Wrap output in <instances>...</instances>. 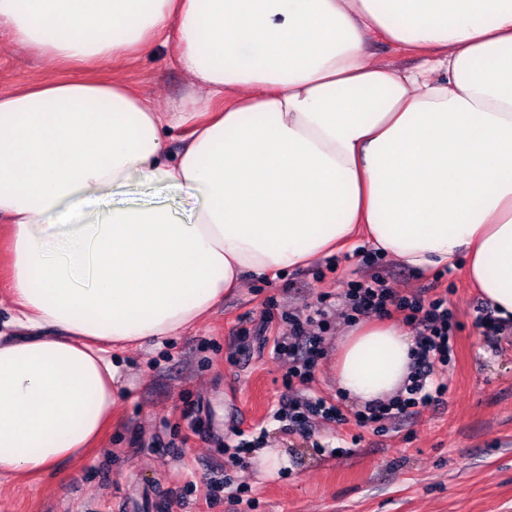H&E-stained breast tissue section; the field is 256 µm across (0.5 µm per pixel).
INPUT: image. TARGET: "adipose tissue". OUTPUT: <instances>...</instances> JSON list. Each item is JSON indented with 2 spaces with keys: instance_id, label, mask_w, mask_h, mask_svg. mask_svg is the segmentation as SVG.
Here are the masks:
<instances>
[{
  "instance_id": "obj_1",
  "label": "adipose tissue",
  "mask_w": 512,
  "mask_h": 512,
  "mask_svg": "<svg viewBox=\"0 0 512 512\" xmlns=\"http://www.w3.org/2000/svg\"><path fill=\"white\" fill-rule=\"evenodd\" d=\"M0 28L78 68L174 42L224 106L170 155L127 85L48 79L0 93V221L14 324L0 339V478L84 457L112 418L111 353L176 336L249 275L358 236L419 272L468 259L512 321V0H0ZM422 52L399 70L370 36ZM195 203L114 205L132 178ZM415 342L354 324L336 380L368 408L401 391Z\"/></svg>"
}]
</instances>
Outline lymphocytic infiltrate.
I'll list each match as a JSON object with an SVG mask.
<instances>
[{
  "instance_id": "obj_1",
  "label": "lymphocytic infiltrate",
  "mask_w": 512,
  "mask_h": 512,
  "mask_svg": "<svg viewBox=\"0 0 512 512\" xmlns=\"http://www.w3.org/2000/svg\"><path fill=\"white\" fill-rule=\"evenodd\" d=\"M350 319L369 314L402 313L403 320L413 328L417 351L407 384L398 395L367 410L357 412L360 426L385 419H402L415 415L420 408L441 404L448 390L444 377L452 359L460 323L449 312L447 297L421 291L411 296L397 295L387 280L372 275L351 281L344 294ZM329 299L321 297L315 309L291 319V332L273 339L275 354L286 359V388L307 384L318 361L325 352L323 332L329 314ZM285 431L308 433L314 421H340L342 409L332 399L320 396H284L275 411Z\"/></svg>"
}]
</instances>
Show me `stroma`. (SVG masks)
Returning <instances> with one entry per match:
<instances>
[{
	"label": "stroma",
	"instance_id": "35a3bbf8",
	"mask_svg": "<svg viewBox=\"0 0 512 512\" xmlns=\"http://www.w3.org/2000/svg\"><path fill=\"white\" fill-rule=\"evenodd\" d=\"M175 55L173 44L158 43L95 74L166 113L189 84ZM71 75L0 35V93ZM112 201L165 205L183 221L194 210L178 192L136 177ZM372 274L400 295L447 290L462 324L443 404L385 422L380 433L356 423V405L336 388V348L351 327L343 295L350 280ZM325 294L332 307L311 388L335 399L345 418L315 422L306 438L273 417L288 364L269 339L288 335L289 315ZM483 304L465 260L441 275L417 273L361 241L274 279L248 276L191 329L116 352L120 394L97 448L52 473L0 480V512H512V324L484 336L475 325ZM261 427L267 436L242 463H226L225 447ZM335 448L346 456L331 457ZM238 492L255 506L232 505Z\"/></svg>",
	"mask_w": 512,
	"mask_h": 512
}]
</instances>
